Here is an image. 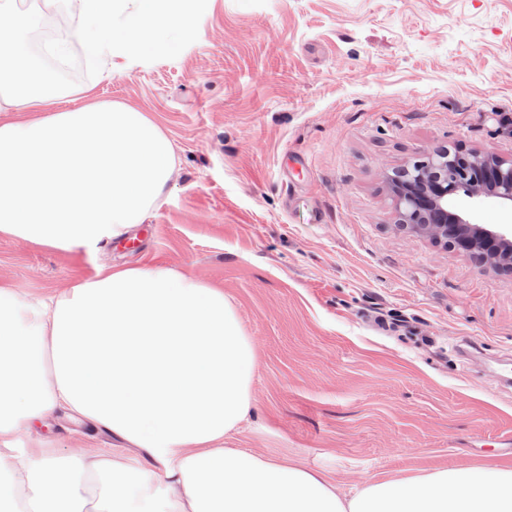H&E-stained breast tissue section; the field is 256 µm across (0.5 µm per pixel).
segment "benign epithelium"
<instances>
[{
	"instance_id": "1",
	"label": "benign epithelium",
	"mask_w": 512,
	"mask_h": 512,
	"mask_svg": "<svg viewBox=\"0 0 512 512\" xmlns=\"http://www.w3.org/2000/svg\"><path fill=\"white\" fill-rule=\"evenodd\" d=\"M462 166L480 169L485 175V180L464 187L469 196L512 202V156L494 152L467 156L459 151H439L429 155L425 168L410 173V181L395 182L394 204L399 224L415 227L437 241L449 240L472 258L511 273L512 261L501 258L512 252L504 245L505 234L469 224L448 213V198L458 191L459 182L447 176L440 180L433 171L446 173Z\"/></svg>"
}]
</instances>
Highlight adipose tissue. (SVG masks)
<instances>
[{"label": "adipose tissue", "instance_id": "adipose-tissue-1", "mask_svg": "<svg viewBox=\"0 0 512 512\" xmlns=\"http://www.w3.org/2000/svg\"><path fill=\"white\" fill-rule=\"evenodd\" d=\"M0 13V237L90 256L163 199L172 142L147 113L53 95L29 52L33 19ZM252 340L224 289L162 261L105 266L62 291L0 281V512H512V469H439L344 498L322 474L224 440L253 408ZM65 409L142 450L149 465L20 448Z\"/></svg>", "mask_w": 512, "mask_h": 512}]
</instances>
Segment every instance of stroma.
<instances>
[{
  "label": "stroma",
  "mask_w": 512,
  "mask_h": 512,
  "mask_svg": "<svg viewBox=\"0 0 512 512\" xmlns=\"http://www.w3.org/2000/svg\"><path fill=\"white\" fill-rule=\"evenodd\" d=\"M150 114L176 172L94 258L0 238L33 295L159 260L220 285L251 337L255 407L228 447L350 495L434 469L512 468V275L400 228L392 178L439 149L512 154V0H209L177 58L81 78ZM456 214L512 229V206ZM131 465L58 412L18 443Z\"/></svg>",
  "instance_id": "35a3bbf8"
}]
</instances>
